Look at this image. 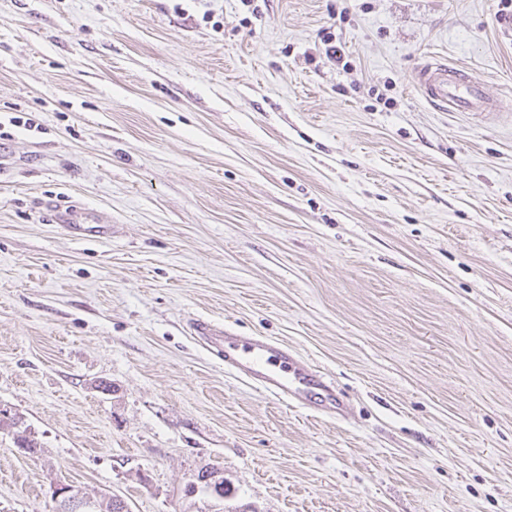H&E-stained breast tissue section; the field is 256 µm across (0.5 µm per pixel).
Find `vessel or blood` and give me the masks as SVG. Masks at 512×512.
I'll return each mask as SVG.
<instances>
[{
    "instance_id": "1",
    "label": "vessel or blood",
    "mask_w": 512,
    "mask_h": 512,
    "mask_svg": "<svg viewBox=\"0 0 512 512\" xmlns=\"http://www.w3.org/2000/svg\"><path fill=\"white\" fill-rule=\"evenodd\" d=\"M416 91L442 112L494 115L496 102L464 70L439 57L427 58L414 75ZM189 330L205 347L223 358L238 378L290 404L315 411L344 413L346 404L333 384L318 371L296 362L287 346L259 336H238L198 319Z\"/></svg>"
}]
</instances>
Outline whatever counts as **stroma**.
I'll return each mask as SVG.
<instances>
[{
	"label": "stroma",
	"instance_id": "1",
	"mask_svg": "<svg viewBox=\"0 0 512 512\" xmlns=\"http://www.w3.org/2000/svg\"><path fill=\"white\" fill-rule=\"evenodd\" d=\"M499 9L0 0V512H57L60 482L130 512H512ZM430 56L498 117L432 109ZM195 319L288 346L346 415L235 378ZM212 466L225 500L187 490Z\"/></svg>",
	"mask_w": 512,
	"mask_h": 512
}]
</instances>
